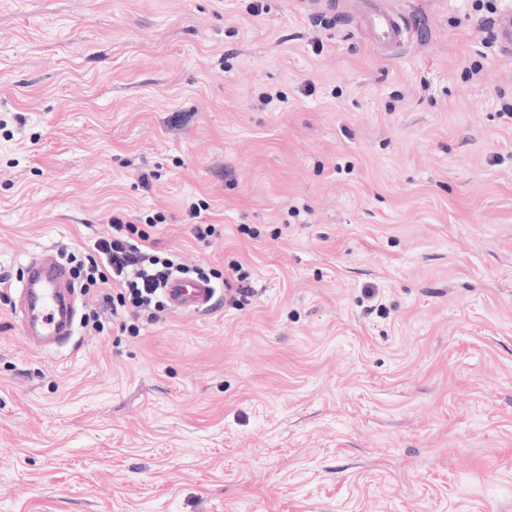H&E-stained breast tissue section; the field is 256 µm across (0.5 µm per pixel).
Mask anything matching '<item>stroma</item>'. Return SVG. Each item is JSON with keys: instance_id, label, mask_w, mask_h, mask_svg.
I'll use <instances>...</instances> for the list:
<instances>
[{"instance_id": "1", "label": "stroma", "mask_w": 512, "mask_h": 512, "mask_svg": "<svg viewBox=\"0 0 512 512\" xmlns=\"http://www.w3.org/2000/svg\"><path fill=\"white\" fill-rule=\"evenodd\" d=\"M250 3L0 0V512H512L494 15ZM377 8L408 42L361 26ZM130 214L213 306L98 331L81 293L32 348L25 260Z\"/></svg>"}]
</instances>
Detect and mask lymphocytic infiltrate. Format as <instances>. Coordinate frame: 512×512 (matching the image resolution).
Returning <instances> with one entry per match:
<instances>
[{"label":"lymphocytic infiltrate","instance_id":"obj_1","mask_svg":"<svg viewBox=\"0 0 512 512\" xmlns=\"http://www.w3.org/2000/svg\"><path fill=\"white\" fill-rule=\"evenodd\" d=\"M187 271L179 255L159 257L149 233L138 230L133 221L116 217L96 236L74 274L95 299L89 317L97 324L105 316L115 321L128 316L158 321L166 308L165 283Z\"/></svg>","mask_w":512,"mask_h":512}]
</instances>
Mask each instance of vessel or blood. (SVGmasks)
Listing matches in <instances>:
<instances>
[{"instance_id":"b4317fda","label":"vessel or blood","mask_w":512,"mask_h":512,"mask_svg":"<svg viewBox=\"0 0 512 512\" xmlns=\"http://www.w3.org/2000/svg\"><path fill=\"white\" fill-rule=\"evenodd\" d=\"M367 24L386 44H401L408 34L394 12L374 14ZM69 286L70 272L54 253L42 252L29 262L19 310L20 330L26 341L40 346L47 340L58 344L66 340L73 319L65 298ZM164 294L174 312L197 313L211 307L215 290L207 282L175 278Z\"/></svg>"}]
</instances>
